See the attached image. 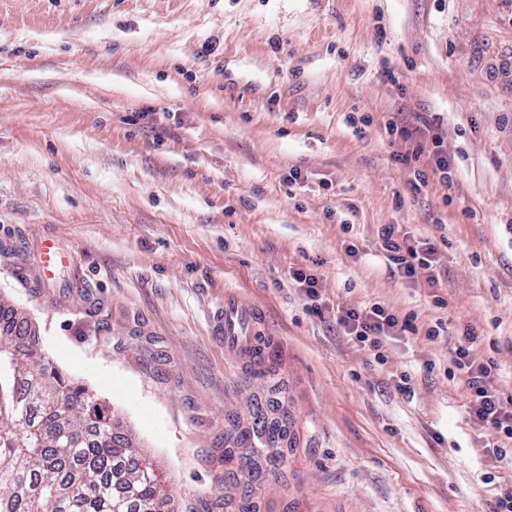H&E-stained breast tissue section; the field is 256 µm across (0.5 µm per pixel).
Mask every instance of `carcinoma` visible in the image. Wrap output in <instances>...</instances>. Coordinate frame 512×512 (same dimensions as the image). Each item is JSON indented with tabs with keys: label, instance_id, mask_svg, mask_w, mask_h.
Returning <instances> with one entry per match:
<instances>
[{
	"label": "carcinoma",
	"instance_id": "carcinoma-1",
	"mask_svg": "<svg viewBox=\"0 0 512 512\" xmlns=\"http://www.w3.org/2000/svg\"><path fill=\"white\" fill-rule=\"evenodd\" d=\"M0 298V512H172L152 462Z\"/></svg>",
	"mask_w": 512,
	"mask_h": 512
}]
</instances>
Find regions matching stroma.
Returning <instances> with one entry per match:
<instances>
[{"label": "stroma", "instance_id": "35a3bbf8", "mask_svg": "<svg viewBox=\"0 0 512 512\" xmlns=\"http://www.w3.org/2000/svg\"><path fill=\"white\" fill-rule=\"evenodd\" d=\"M511 57L512 0H0V298L176 512H495L512 467L449 372L473 329L512 398ZM392 123L443 137L450 188L416 186ZM386 224L437 247V284L390 264ZM228 295L261 363L224 346ZM375 302L416 325L381 362L336 322ZM260 414L288 446L250 477L224 436ZM292 279L295 283H297L299 288H303L305 291L306 297L311 301L309 309L314 314H320L321 308L318 304V289L317 287V279L312 274H307L302 269H294L291 273Z\"/></svg>", "mask_w": 512, "mask_h": 512}]
</instances>
